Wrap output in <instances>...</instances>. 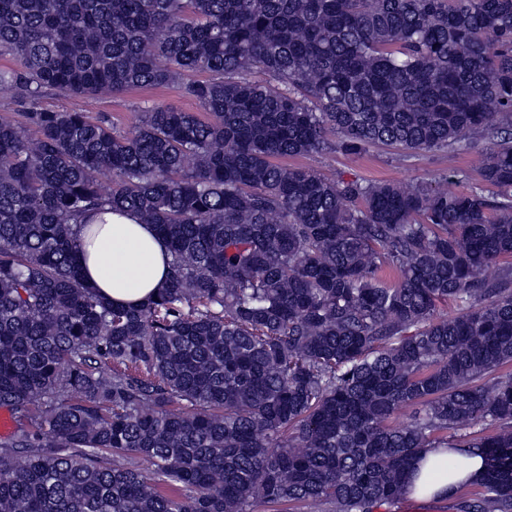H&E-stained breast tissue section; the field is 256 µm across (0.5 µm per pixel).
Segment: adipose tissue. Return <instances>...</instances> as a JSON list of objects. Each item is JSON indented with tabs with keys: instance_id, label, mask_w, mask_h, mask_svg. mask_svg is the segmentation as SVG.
<instances>
[{
	"instance_id": "adipose-tissue-1",
	"label": "adipose tissue",
	"mask_w": 512,
	"mask_h": 512,
	"mask_svg": "<svg viewBox=\"0 0 512 512\" xmlns=\"http://www.w3.org/2000/svg\"><path fill=\"white\" fill-rule=\"evenodd\" d=\"M77 255L84 283L95 294L124 307H137L165 286L171 256L152 225L130 212L106 211L88 217L77 228ZM455 456L452 470L438 464ZM482 455H453L448 448H431L409 475L406 493L415 499H446L463 487L480 482Z\"/></svg>"
}]
</instances>
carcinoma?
<instances>
[{
    "label": "carcinoma",
    "instance_id": "cac0c4a2",
    "mask_svg": "<svg viewBox=\"0 0 512 512\" xmlns=\"http://www.w3.org/2000/svg\"><path fill=\"white\" fill-rule=\"evenodd\" d=\"M0 56V512H379L429 448L512 512V0H0ZM167 85L206 118L39 106ZM473 140L469 192L280 163ZM106 206L169 245L138 307L83 283Z\"/></svg>",
    "mask_w": 512,
    "mask_h": 512
}]
</instances>
